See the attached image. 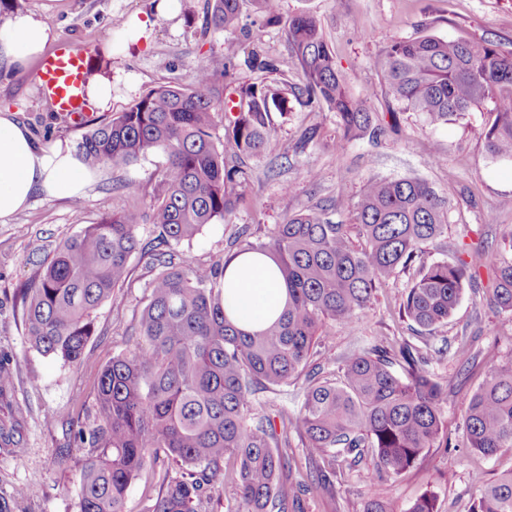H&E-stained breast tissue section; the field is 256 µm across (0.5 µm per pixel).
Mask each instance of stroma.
<instances>
[{
    "label": "stroma",
    "mask_w": 512,
    "mask_h": 512,
    "mask_svg": "<svg viewBox=\"0 0 512 512\" xmlns=\"http://www.w3.org/2000/svg\"><path fill=\"white\" fill-rule=\"evenodd\" d=\"M206 0H178L170 17L159 16L155 0H18L22 11L48 17L54 44L70 43L88 52L91 72L112 80V107L92 112L99 123L126 109L136 98L163 84H189L196 67L222 69L227 59L243 60L259 50L282 62L280 72L261 77L241 70L239 82L267 79L283 93L302 85L301 70L288 54L284 28L305 12L319 22L336 56L351 94L369 99L375 121L385 130L378 141H342L334 113L290 98L276 116L277 133L263 158L245 159L250 179L245 198L230 221L206 225L191 241L177 245L179 255L207 265L224 257L242 229H268L288 215L319 210L337 224L352 223L353 205L371 177H421L448 203V228L424 245L413 268L381 288L369 309L350 327L322 338L320 355L326 373L334 360L382 344H415L428 368L448 390L442 418L453 445L433 448L411 469L394 478L366 484L365 469L374 465L365 454L356 465L336 472L334 488L311 487L302 497L303 512H363L367 498L384 500L390 512H407L423 492L436 495L438 512H471L477 498L473 471L486 481L512 471V448L483 457L463 448L462 420L467 404L492 364L512 360V315L489 301L488 278L465 287L448 323L433 334H417L400 319L399 304L418 267L455 262L461 244L484 245L512 257L504 237L512 232V164L486 157L483 131L490 116L468 112L445 125L428 126L413 113L399 111L388 98L375 58L395 39L435 35L452 40L492 41L512 53V0H280L279 18L267 21L252 0H243L237 30L204 29ZM137 16L148 23L137 43L123 38L122 21ZM365 37H358V30ZM111 31V45L102 34ZM36 67L7 71L0 67V113L15 114L41 142L77 145L85 126L55 111L40 94ZM446 154V165H430L432 152ZM165 165L159 154H147L123 168H99L82 198L69 200L35 195L31 205L0 223V367L12 372L13 386L0 395V497L22 486L32 497L18 501L13 512H79L78 462L82 452L73 441L62 413L86 414L95 402L100 370L132 346L130 328L149 303L154 272L148 259L136 257L124 288L95 313L97 332L84 361L68 366L30 348L22 310L14 299L34 272V260L53 252L63 239L125 206L148 210L153 184ZM495 223H487V215ZM175 462L159 459L130 485L127 512H150L163 481L178 476Z\"/></svg>",
    "instance_id": "35a3bbf8"
}]
</instances>
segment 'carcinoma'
<instances>
[{
    "mask_svg": "<svg viewBox=\"0 0 512 512\" xmlns=\"http://www.w3.org/2000/svg\"><path fill=\"white\" fill-rule=\"evenodd\" d=\"M240 8L241 0H207V29L235 27ZM285 39L304 75L297 90L302 103L334 113L345 141L380 137L383 129L367 100L351 94L317 20L291 17ZM374 65L401 111L429 125L489 113L487 154L512 161V53L490 41L427 35L393 40ZM242 68L276 73L280 62L252 51L241 61L228 59L221 71L199 67L190 84L155 87L83 133L77 152L91 167L124 168L148 153L164 156L150 211L124 208L64 239L19 292L29 344L78 365L94 336L93 314L128 279L132 257L148 258L155 271L151 299L133 328L134 349L100 371L93 414L70 421L84 450L80 512H125L131 483L161 454L186 474L166 482L152 512H201L226 460L242 512H289L295 495L282 480L289 442L280 441L259 395L302 375L294 429L321 481L336 474V462H354L365 448L375 455L374 468L363 474L371 483L403 473L430 448L448 447L447 390L409 341L345 356L336 380L322 376L321 366L309 367L318 331L353 324L377 289L447 228L446 202L427 180L371 177L354 204L356 223L333 224L315 211L293 214L262 238L246 234L228 257L207 266L173 251L205 225L228 221L248 179L229 159L261 156L276 132L273 114L286 108V97L272 86L238 84ZM223 103L238 111L227 116L220 142L212 130ZM143 224L153 225L147 241ZM247 253L272 256L288 290L284 311L261 331L238 327L224 304L227 264ZM468 256L419 271L402 303L407 320L428 332L447 322L482 267L490 272L493 304L512 314V261L484 247L470 248ZM395 360L405 376L392 371ZM462 429L465 447L484 457L512 447V360L490 367ZM472 480L479 491L472 512H512V471L492 483L476 471ZM435 502L426 491L407 512H436Z\"/></svg>",
    "mask_w": 512,
    "mask_h": 512,
    "instance_id": "cac0c4a2",
    "label": "carcinoma"
}]
</instances>
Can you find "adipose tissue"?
<instances>
[{"mask_svg":"<svg viewBox=\"0 0 512 512\" xmlns=\"http://www.w3.org/2000/svg\"><path fill=\"white\" fill-rule=\"evenodd\" d=\"M51 37L45 15L13 14L0 22V60L6 67L24 68L43 54ZM94 178L68 145H36L11 113H0V221L27 208L39 193L57 199L82 197ZM225 279L230 286L227 313L248 329L265 327L286 304L287 293L271 257L240 256L230 263Z\"/></svg>","mask_w":512,"mask_h":512,"instance_id":"ef3b65f1","label":"adipose tissue"}]
</instances>
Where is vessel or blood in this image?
<instances>
[{
	"mask_svg": "<svg viewBox=\"0 0 512 512\" xmlns=\"http://www.w3.org/2000/svg\"><path fill=\"white\" fill-rule=\"evenodd\" d=\"M89 78L85 50L63 46L47 53L40 61L36 81L43 98L56 111L85 117L83 87Z\"/></svg>",
	"mask_w": 512,
	"mask_h": 512,
	"instance_id": "b4317fda",
	"label": "vessel or blood"
}]
</instances>
